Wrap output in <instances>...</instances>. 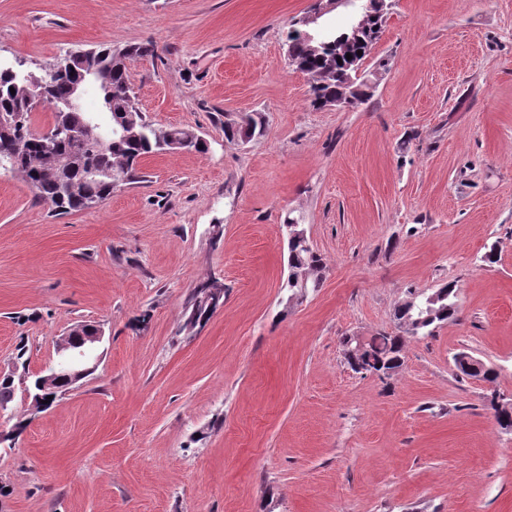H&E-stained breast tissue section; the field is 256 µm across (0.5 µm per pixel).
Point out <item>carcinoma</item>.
<instances>
[{
  "mask_svg": "<svg viewBox=\"0 0 512 512\" xmlns=\"http://www.w3.org/2000/svg\"><path fill=\"white\" fill-rule=\"evenodd\" d=\"M372 0H356L358 34L349 28L320 29L310 23L308 28L317 30L316 38L310 42L297 38L288 39L286 60L288 66L307 76L310 84L311 103L322 107L329 101L342 100L348 108H354L371 97L370 86L355 75L352 62L363 64L372 46L379 39L386 14L370 6ZM155 45L151 42L131 44L120 49L103 44L73 56L69 52L50 66L40 69L36 77L44 80L41 102L49 105L53 114V129L75 124V115L61 109L71 84L89 68L99 75V91L102 108H107V87H112V121L126 125V134L112 135L110 152L97 162L118 171L125 184L136 183L141 178L140 166L146 157L163 152H174V144L188 142V150L208 149L207 141L196 132L169 127H158L148 121L136 106L135 95L129 81L131 63L155 56ZM351 58H346V54ZM0 110L19 116V129L27 130L31 124L33 105L29 102L21 72L0 67ZM264 134L262 118L249 115L239 121L224 122V139L230 143L250 142ZM89 140H65L56 142V152L44 150L42 140L31 139L19 144V138L0 135V159L10 169L21 174L31 185L37 198L48 205L52 212L63 215L71 211L92 208L110 197L105 186L81 189L68 196L63 195L56 164L65 159L72 167L90 159ZM288 236V278L282 285L285 302L315 292L322 286L325 264L321 256L310 246L308 238L298 237L295 232L304 230L295 217H288L284 224ZM204 283H199L192 292L185 308V326L194 328L208 321L216 307L201 303ZM458 286L446 282L430 293H412L415 302L405 303L395 311L400 334H381L372 337L366 346L371 349L375 361H383L390 369L404 364L403 347L409 337L430 336L437 325L453 319L457 313ZM41 376L36 375L27 384L30 396L45 401L47 409L55 402L58 393L43 389ZM52 399H47V396Z\"/></svg>",
  "mask_w": 512,
  "mask_h": 512,
  "instance_id": "1",
  "label": "carcinoma"
}]
</instances>
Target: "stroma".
Instances as JSON below:
<instances>
[{
    "mask_svg": "<svg viewBox=\"0 0 512 512\" xmlns=\"http://www.w3.org/2000/svg\"><path fill=\"white\" fill-rule=\"evenodd\" d=\"M309 5L0 0V65L153 42L129 68L139 110L209 142L64 216L0 171V372L102 332L50 408L20 392L0 413L26 423L0 444V512H512V432L490 406L512 401V0H397L353 109L314 108L286 63ZM253 113L263 137L226 142ZM291 214L326 269L286 304ZM213 276L223 308L185 328ZM445 282L455 319L408 338L399 373L351 369L344 337L397 333L410 292ZM460 353L496 380L461 376ZM204 281L200 282L192 292L188 305L185 308L184 318L185 326L195 328L200 322H207L216 311L215 306L207 303H201L200 299L203 295ZM101 331L95 328H85L82 325L69 330L65 336H61L56 342V352L58 355L70 354L76 347L86 345L89 351L92 346L99 342Z\"/></svg>",
    "mask_w": 512,
    "mask_h": 512,
    "instance_id": "obj_1",
    "label": "stroma"
}]
</instances>
